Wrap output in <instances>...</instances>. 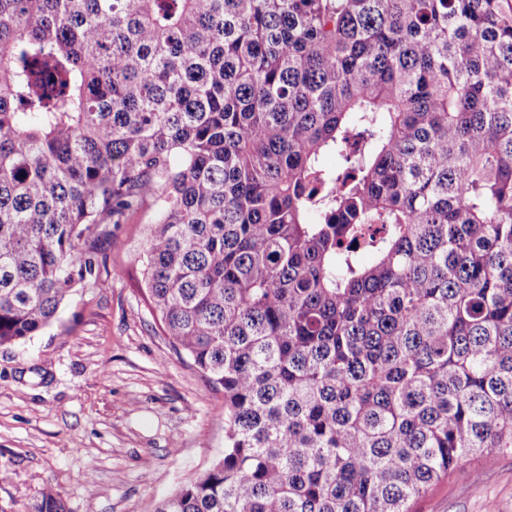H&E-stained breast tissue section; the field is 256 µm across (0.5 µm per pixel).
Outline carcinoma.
I'll return each instance as SVG.
<instances>
[{"mask_svg": "<svg viewBox=\"0 0 512 512\" xmlns=\"http://www.w3.org/2000/svg\"><path fill=\"white\" fill-rule=\"evenodd\" d=\"M146 204L224 389L156 512H411L512 453V0H0V346Z\"/></svg>", "mask_w": 512, "mask_h": 512, "instance_id": "1", "label": "carcinoma"}]
</instances>
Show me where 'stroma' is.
Instances as JSON below:
<instances>
[{
    "label": "stroma",
    "mask_w": 512,
    "mask_h": 512,
    "mask_svg": "<svg viewBox=\"0 0 512 512\" xmlns=\"http://www.w3.org/2000/svg\"><path fill=\"white\" fill-rule=\"evenodd\" d=\"M146 208L107 245L100 285L0 346V512L43 491L69 512H155L224 451V392L177 354L142 293ZM480 483H473V476ZM412 512H512V454L460 463Z\"/></svg>",
    "instance_id": "stroma-1"
}]
</instances>
